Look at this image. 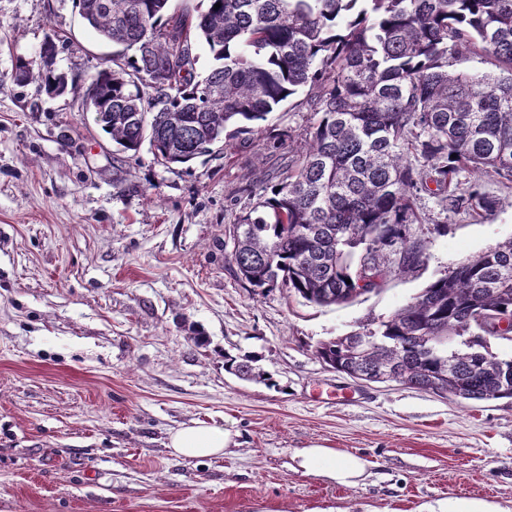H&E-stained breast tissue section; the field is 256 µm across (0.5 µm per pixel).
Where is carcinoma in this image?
<instances>
[{
	"mask_svg": "<svg viewBox=\"0 0 512 512\" xmlns=\"http://www.w3.org/2000/svg\"><path fill=\"white\" fill-rule=\"evenodd\" d=\"M204 2L192 20L170 0H78L116 48L112 64L83 85L70 80L45 60L59 53L50 33L38 55L17 59L13 79L50 99L79 95L117 151L146 143L166 168L261 132L269 113L305 94L318 119L225 229L233 271L253 294L284 288L346 304L423 263L426 242L411 233L421 195L447 213L494 210L466 174L512 182V0ZM468 54L505 76L458 68ZM480 318L512 326V239L430 282L368 329L372 342L336 336L314 354L368 383L383 375L463 401L512 399V358L490 353ZM254 363L225 357L242 378L256 377Z\"/></svg>",
	"mask_w": 512,
	"mask_h": 512,
	"instance_id": "carcinoma-1",
	"label": "carcinoma"
}]
</instances>
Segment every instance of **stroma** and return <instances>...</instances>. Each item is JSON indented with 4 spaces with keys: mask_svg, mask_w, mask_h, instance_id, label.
Masks as SVG:
<instances>
[{
    "mask_svg": "<svg viewBox=\"0 0 512 512\" xmlns=\"http://www.w3.org/2000/svg\"><path fill=\"white\" fill-rule=\"evenodd\" d=\"M85 79L112 56L75 0H0V512H424L448 499L512 512V401L462 402L353 380L313 354L365 331L456 264L512 238V184L479 176L494 212L419 199L426 261L342 306L277 289L252 295L229 270L224 230L255 169L275 172L314 115L269 114L190 166L112 142L74 95L18 86V58L49 32ZM208 343L195 346L192 329ZM257 356L270 383L224 369ZM224 426L223 456L172 454L168 435ZM321 446L360 458L356 484L295 460Z\"/></svg>",
    "mask_w": 512,
    "mask_h": 512,
    "instance_id": "obj_1",
    "label": "stroma"
}]
</instances>
